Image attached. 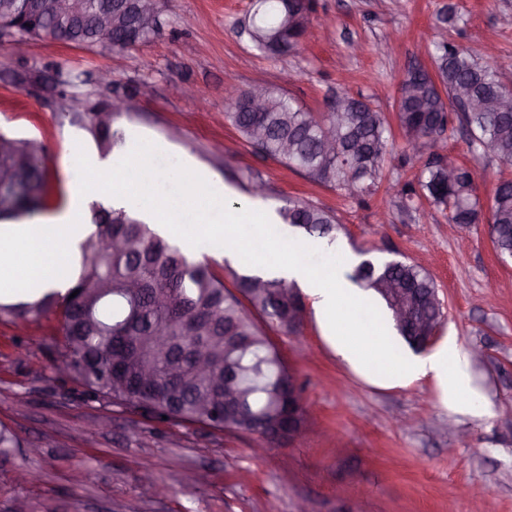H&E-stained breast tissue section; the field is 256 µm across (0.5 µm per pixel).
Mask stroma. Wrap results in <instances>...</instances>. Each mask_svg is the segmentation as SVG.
Wrapping results in <instances>:
<instances>
[{
    "label": "stroma",
    "instance_id": "obj_1",
    "mask_svg": "<svg viewBox=\"0 0 512 512\" xmlns=\"http://www.w3.org/2000/svg\"><path fill=\"white\" fill-rule=\"evenodd\" d=\"M453 4L454 24L436 14ZM299 54L271 58L243 22L251 0H159L161 27L148 43L105 46L31 37L15 54L0 39V131L40 141L52 179L72 191L82 165L101 157L91 137L73 142V112L115 105L113 125L143 134L172 155H189L232 196L263 181L262 205L276 211L301 197L335 211L351 251L379 260L398 251L423 266L439 289L452 336L484 355L475 386L486 419L452 412L433 382L374 384L339 362L313 310L300 334L273 332L304 387V433L265 448L248 433L210 435L195 426L144 424L142 417L80 397L64 374L43 376L55 360V319L0 323V423L19 446L0 455V512L25 499L30 512H512V260L500 261L487 224L449 223L435 209L407 215L389 198L400 132L380 191L347 198L256 154L224 120L227 88L282 87L304 107L325 111L336 94L369 99L395 117L407 70L426 64L424 47L444 40L479 62L512 57V0H314ZM446 149L472 169L489 200L501 166L473 155L459 135Z\"/></svg>",
    "mask_w": 512,
    "mask_h": 512
}]
</instances>
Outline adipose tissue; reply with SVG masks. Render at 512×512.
I'll return each instance as SVG.
<instances>
[{"mask_svg": "<svg viewBox=\"0 0 512 512\" xmlns=\"http://www.w3.org/2000/svg\"><path fill=\"white\" fill-rule=\"evenodd\" d=\"M93 192L115 206L136 207L196 252L219 249L235 263L275 268L304 290L317 319L332 328L337 358L371 380L392 386L431 380L454 410L490 416L489 403L472 384L470 352L451 337L422 354L397 347L384 301L348 280L353 261L346 248L295 238L247 201L228 208L225 190L195 174L189 157L169 163L137 136L87 167L54 223L0 224V295L68 288L72 255L84 235L77 219Z\"/></svg>", "mask_w": 512, "mask_h": 512, "instance_id": "adipose-tissue-1", "label": "adipose tissue"}]
</instances>
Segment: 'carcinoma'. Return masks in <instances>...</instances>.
<instances>
[{"mask_svg": "<svg viewBox=\"0 0 512 512\" xmlns=\"http://www.w3.org/2000/svg\"><path fill=\"white\" fill-rule=\"evenodd\" d=\"M141 19L139 33L112 30V47L125 50L151 40L160 30L157 0ZM312 12L311 3L295 0L288 16L252 17L253 42L269 57L299 52ZM24 31L57 37L49 16L27 17ZM96 27L90 13L68 40L88 46ZM434 71L406 73L395 102L396 119L406 144L399 157L404 167L422 161L419 173L398 192L402 206L426 200L444 211L450 224H477L482 206L473 173L458 165L455 178L436 165L448 123L474 155L512 166V110L498 112L465 107L458 94L487 100L506 93L498 65L482 64L465 48L441 41L430 52ZM266 108L244 110L251 90L225 103L224 119L256 153L271 158L313 181L350 198L374 194L388 150L389 122L362 97L347 93L343 112H313L278 87L260 85ZM99 150L108 153L125 143L112 124L101 125L98 113L77 115ZM45 147L34 139L0 132V220H32L49 209L52 187L44 164ZM277 214L284 224L307 234L336 238L335 214L308 200L290 199ZM489 236L496 254L512 257V179L497 180L489 212ZM94 229L79 245L76 273L64 292L48 290L25 302H0V323L58 318V338L51 348L87 400L112 405L150 422L197 425L214 432L258 436L277 431L288 413V366L265 326L297 331L283 315L288 300L300 296L295 285L277 277L234 274V290L224 285L208 259L191 260L123 208L92 206ZM413 292L416 306L402 321L398 335L412 349L417 333L437 335L444 317L438 289L420 265L402 260H362L348 275L356 286L379 291L380 279ZM212 354L208 371L197 369L194 356ZM154 374L148 390L138 387L142 371ZM237 393L224 409V375Z\"/></svg>", "mask_w": 512, "mask_h": 512, "instance_id": "cac0c4a2", "label": "carcinoma"}]
</instances>
